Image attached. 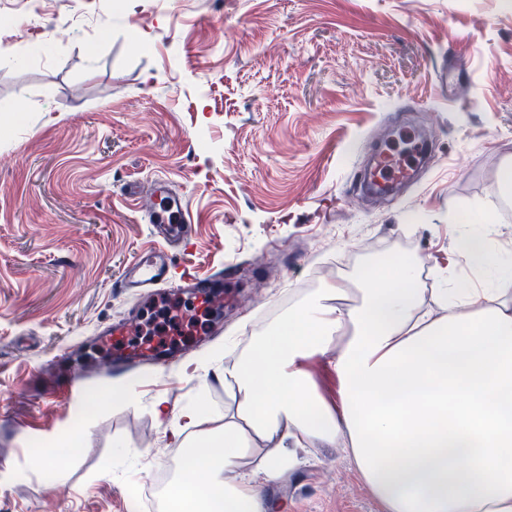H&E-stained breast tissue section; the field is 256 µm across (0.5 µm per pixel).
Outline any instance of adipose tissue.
Masks as SVG:
<instances>
[{
  "mask_svg": "<svg viewBox=\"0 0 512 512\" xmlns=\"http://www.w3.org/2000/svg\"><path fill=\"white\" fill-rule=\"evenodd\" d=\"M456 222L457 256L489 287L449 280L436 316L424 306L423 258L387 255L355 288L327 283L218 367L223 427L199 407L155 403L159 424L186 450L171 512H272L264 488L295 468L284 442L300 435L343 444L384 512H512V260L488 231L490 212L469 206ZM312 357L335 373V398L306 372ZM201 441L214 443L213 456L197 457ZM187 470L199 480L185 479Z\"/></svg>",
  "mask_w": 512,
  "mask_h": 512,
  "instance_id": "adipose-tissue-1",
  "label": "adipose tissue"
}]
</instances>
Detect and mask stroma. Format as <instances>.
Instances as JSON below:
<instances>
[{
	"label": "stroma",
	"mask_w": 512,
	"mask_h": 512,
	"mask_svg": "<svg viewBox=\"0 0 512 512\" xmlns=\"http://www.w3.org/2000/svg\"><path fill=\"white\" fill-rule=\"evenodd\" d=\"M0 512H137L128 486L179 450L153 406L207 400L224 422V384L200 371L232 361L375 253L423 257L425 287L455 249L464 206L495 211L512 250V0H0ZM448 71L440 98L436 73ZM467 97H460L461 86ZM427 127L431 163L379 202L358 195L392 128ZM168 178L194 218L198 272L224 283L218 335L170 365L95 374L85 398L53 392L55 372L102 365V332L152 303L116 289L154 246L131 184ZM130 400L115 402L114 386ZM83 427L73 450L62 437ZM59 447L53 468L41 448ZM269 498L287 512H382L340 448L298 453Z\"/></svg>",
	"instance_id": "obj_1"
}]
</instances>
